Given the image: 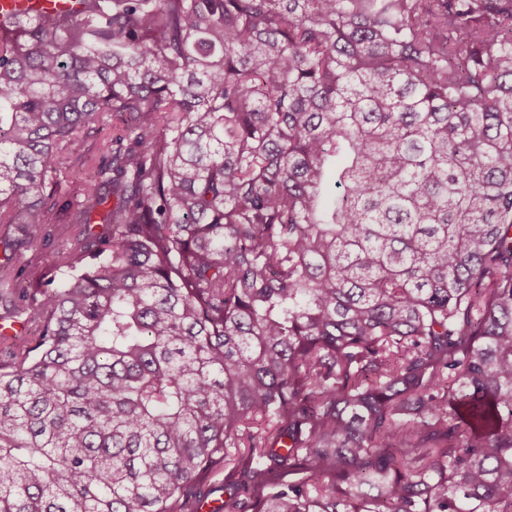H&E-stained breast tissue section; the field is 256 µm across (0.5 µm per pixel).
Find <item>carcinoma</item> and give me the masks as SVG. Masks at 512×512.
Returning a JSON list of instances; mask_svg holds the SVG:
<instances>
[{
	"label": "carcinoma",
	"instance_id": "obj_1",
	"mask_svg": "<svg viewBox=\"0 0 512 512\" xmlns=\"http://www.w3.org/2000/svg\"><path fill=\"white\" fill-rule=\"evenodd\" d=\"M78 4L0 22V512H197L242 447L232 512H512V0ZM84 171L79 164L72 160H64L58 172V199L76 203L82 199ZM71 232L69 224H46L40 246L25 251L20 258L21 264L29 269L42 268L51 264L55 253L70 238Z\"/></svg>",
	"mask_w": 512,
	"mask_h": 512
}]
</instances>
